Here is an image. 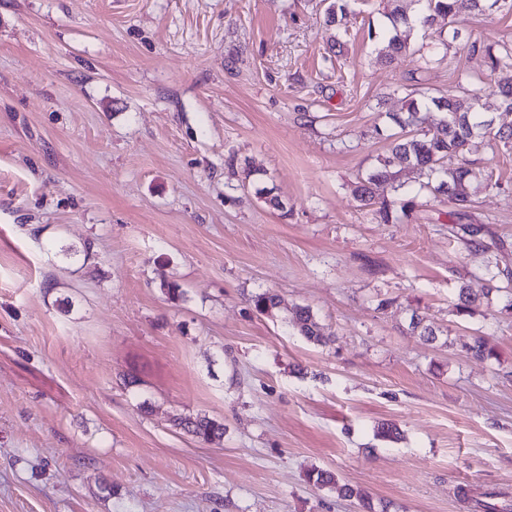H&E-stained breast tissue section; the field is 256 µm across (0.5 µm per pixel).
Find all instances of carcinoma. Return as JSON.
I'll use <instances>...</instances> for the list:
<instances>
[{
    "instance_id": "cac0c4a2",
    "label": "carcinoma",
    "mask_w": 512,
    "mask_h": 512,
    "mask_svg": "<svg viewBox=\"0 0 512 512\" xmlns=\"http://www.w3.org/2000/svg\"><path fill=\"white\" fill-rule=\"evenodd\" d=\"M357 0H329L325 9V22L332 26H347L350 18L357 15ZM482 12L485 8L512 10V0H387L385 16L390 26L378 32L382 48L380 58L388 63L397 59L408 48V32L419 29L424 32L433 29L439 18L452 20L462 8ZM472 54H480L487 60L490 71L497 75L496 93L500 107L512 111V44L502 43L497 47L470 45ZM485 88L470 85V78L457 81V90L446 94L431 95L417 99L412 94L405 96L404 107L399 112L389 114L394 124V132L389 154L380 161V166L372 170L359 182L356 189L357 200L372 208L382 224H392L398 220L390 204L376 196L377 187L393 181L405 168L419 173L422 181L419 188L410 192V197L401 206V212L415 207V199L422 193L436 197H447L449 216L455 227L451 232L461 238L474 240L483 231V226L471 224L475 201L471 193V182L475 177V162L465 158L473 139L489 138L512 148V127L496 129L488 124L489 116L481 111V100ZM434 110L443 114V119L432 129L421 127L420 113ZM483 276L490 284L487 293L512 294V271L498 264L487 267ZM255 308L262 314H270L281 305L279 296L265 291L254 296ZM483 305L482 298L473 295L464 285L459 286L456 303L457 316L473 317L477 308ZM291 323L298 333L308 341L325 345L331 334L325 331L312 310L296 307L292 312ZM410 327L427 341L436 339V331L426 317L414 313ZM469 357L479 363L496 358L495 348L488 337L474 336L464 344ZM176 425L206 442H212L224 435L223 425L207 417L184 416L175 419ZM314 483L320 487L336 486V490L346 497H357L367 512H374V505L366 494L348 485L336 484L335 476L329 471L316 473ZM501 497L499 491H485L475 500V507L482 512H512V504L499 505L495 500Z\"/></svg>"
}]
</instances>
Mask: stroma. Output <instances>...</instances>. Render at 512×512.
Returning a JSON list of instances; mask_svg holds the SVG:
<instances>
[{"label": "stroma", "mask_w": 512, "mask_h": 512, "mask_svg": "<svg viewBox=\"0 0 512 512\" xmlns=\"http://www.w3.org/2000/svg\"><path fill=\"white\" fill-rule=\"evenodd\" d=\"M384 5L334 31L324 0H0V512H363L320 470L376 512L512 497V314L452 312L512 265V150L476 153L480 245L447 202L381 224L353 196L395 89L486 78L468 44L512 40V13L460 11L425 69L419 34L379 60ZM478 333L497 361L469 358ZM481 305H483L481 297L471 294L466 286H459L456 303L454 304L455 313L458 317H473L477 308ZM291 323L298 333L310 342L326 345L331 341L332 334L325 331L309 307L297 306L292 312ZM176 425L180 426L195 437L206 442H212L220 439L224 435V427L222 424L207 418L206 416H184L175 419ZM314 483L316 485H318L319 487H330V486L336 485V490H338V492L341 495H344L345 497H349V498L356 496L357 498H359L362 501V506L364 509L367 510L366 512H375L373 510L374 505L370 501V498L368 495L362 494L348 485L339 486L338 483L336 482L335 476L331 472L317 471L316 478L314 479Z\"/></svg>", "instance_id": "1"}]
</instances>
